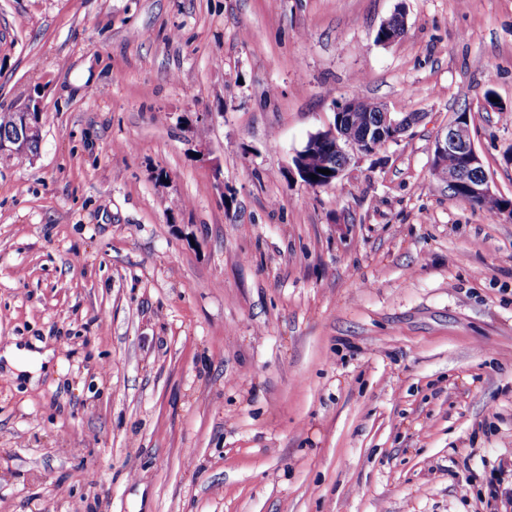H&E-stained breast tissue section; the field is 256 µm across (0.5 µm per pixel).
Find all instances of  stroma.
Wrapping results in <instances>:
<instances>
[{"label": "stroma", "instance_id": "stroma-1", "mask_svg": "<svg viewBox=\"0 0 512 512\" xmlns=\"http://www.w3.org/2000/svg\"><path fill=\"white\" fill-rule=\"evenodd\" d=\"M354 97L419 119L304 186ZM31 101L0 351L52 357L0 359V512H512V221L430 171L468 110L512 199V0H0ZM50 355V351L19 350L15 346L7 347L3 353L8 365L18 373L26 374L31 382L39 378L41 367L49 361Z\"/></svg>", "mask_w": 512, "mask_h": 512}]
</instances>
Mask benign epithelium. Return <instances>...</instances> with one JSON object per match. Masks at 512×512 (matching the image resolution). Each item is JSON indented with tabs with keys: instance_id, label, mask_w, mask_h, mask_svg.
<instances>
[{
	"instance_id": "obj_1",
	"label": "benign epithelium",
	"mask_w": 512,
	"mask_h": 512,
	"mask_svg": "<svg viewBox=\"0 0 512 512\" xmlns=\"http://www.w3.org/2000/svg\"><path fill=\"white\" fill-rule=\"evenodd\" d=\"M360 109V101L346 100L334 108V121L324 131L309 136L305 148L297 151L293 163L304 184L312 181L311 157L325 146L336 153L338 164L330 171L327 185L334 184L349 168L352 154H370L379 146L399 139L416 121L417 115L411 112H391L381 103L373 105L374 118L369 120L357 135L345 132L350 124V113ZM41 139V113L31 105L17 109V119L13 130L0 136L1 153H24L31 143ZM453 154L459 159L455 168L448 167L445 158ZM432 176L446 184L448 190L465 184L473 198L496 195L492 182L485 169L484 160L477 150L470 129L469 114L457 112L448 124L440 130L434 141L431 163Z\"/></svg>"
}]
</instances>
